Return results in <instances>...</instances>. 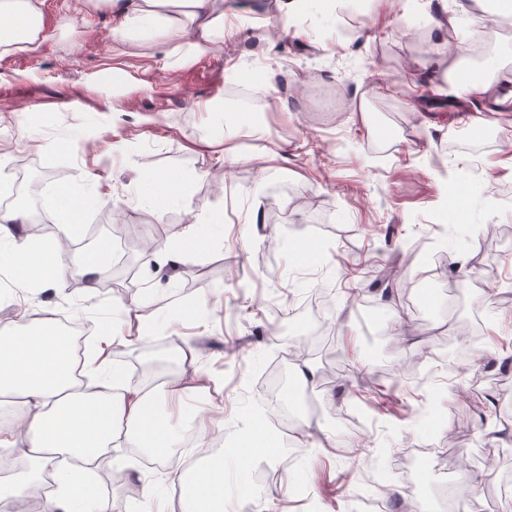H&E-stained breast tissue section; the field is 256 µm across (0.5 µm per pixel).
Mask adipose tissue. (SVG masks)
<instances>
[{"label": "adipose tissue", "instance_id": "ef3b65f1", "mask_svg": "<svg viewBox=\"0 0 512 512\" xmlns=\"http://www.w3.org/2000/svg\"><path fill=\"white\" fill-rule=\"evenodd\" d=\"M117 10L112 30L116 43L148 32L166 44L167 60L189 62L224 40V0H76L84 17ZM194 38H187V30ZM43 0H0V55L32 54L47 41ZM65 217L61 238L45 240L30 232L24 209L0 213V271L39 288H62L81 277L87 294L112 266V248L103 242L90 253L72 254L67 240L82 228L83 205L69 190L57 193ZM122 321L109 320L102 333L113 347L132 348L150 336L153 314L144 302L131 300ZM220 382L192 366L187 373L152 387L134 381L110 356L93 353L83 363L75 358L50 320L34 323L20 310L12 325L0 331V447L25 446L35 469L58 475L56 490L37 505V512H115L116 501L96 495L87 479L68 466L69 458L92 460L107 448H140L161 459H173L185 430L203 428L205 420L223 416V403L212 399ZM207 396L192 417L173 420L162 403L182 400L187 393ZM275 436L248 426L238 447L202 459L180 474L184 512H224V460L236 459L248 469L277 457Z\"/></svg>", "mask_w": 512, "mask_h": 512}]
</instances>
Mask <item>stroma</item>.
<instances>
[{
  "instance_id": "35a3bbf8",
  "label": "stroma",
  "mask_w": 512,
  "mask_h": 512,
  "mask_svg": "<svg viewBox=\"0 0 512 512\" xmlns=\"http://www.w3.org/2000/svg\"><path fill=\"white\" fill-rule=\"evenodd\" d=\"M72 0H44L51 33L38 54L0 55V163L22 162L41 174L29 207L34 224H48L45 239L60 237V188L81 197L85 225L94 234L70 240L82 253L98 242L122 245L133 277L113 271L114 288L87 298L81 286L26 288L0 275V328L26 304L34 321L53 314L68 321L99 322L128 300H149L151 337L134 350L116 348L127 372L163 360L160 378L179 375L178 333H185L195 363L223 379L224 428L207 425L185 466L218 438L232 440L242 422L265 403L259 378L283 352V337L301 338L310 325L339 338L340 354L325 358L303 350L291 369L312 364V411L277 430L281 456L258 464L263 484H248L265 512H409L427 502L442 512L438 490L454 483L457 500L478 495L486 512H512V112L482 113L488 99L475 92L455 99L444 87L430 100L408 90L421 63L448 42L429 13L447 10L457 28L488 27L492 36L470 68L486 83L512 79V12L491 14L468 0H339L333 14L311 7L284 16L278 0H226L222 44L180 66L149 35L121 45L112 39V16L82 19ZM128 83L106 94L111 70ZM278 89L271 104L238 109L228 94L243 85ZM364 97L367 122L349 106ZM223 104L206 112V103ZM235 135L241 158L216 166L225 134ZM479 139L471 148L460 135ZM461 170L465 181L446 191L440 167ZM185 184L182 202L164 210L141 198L146 173ZM223 216V233L178 265L173 279L156 280L144 263V245L177 234L201 217ZM462 233L452 250L468 260L479 288H463L448 264L421 276L405 263L418 239L437 244L451 227ZM315 248L310 264L293 262L280 238ZM410 283L424 305L408 307L373 277ZM212 290L218 303L198 320L175 329L171 306L189 304ZM380 314L361 325L364 303ZM480 313L482 343L456 372L437 365L435 341L443 329L458 332ZM408 367L425 377L380 398L357 386L358 375L379 367ZM431 408L428 428L407 424L412 407ZM425 462L412 484L402 470L415 452ZM138 448H111L94 469L97 493L122 494V512H143L128 496L134 476L160 490L167 512H181L174 463L143 462ZM386 468L384 483L372 472Z\"/></svg>"
}]
</instances>
